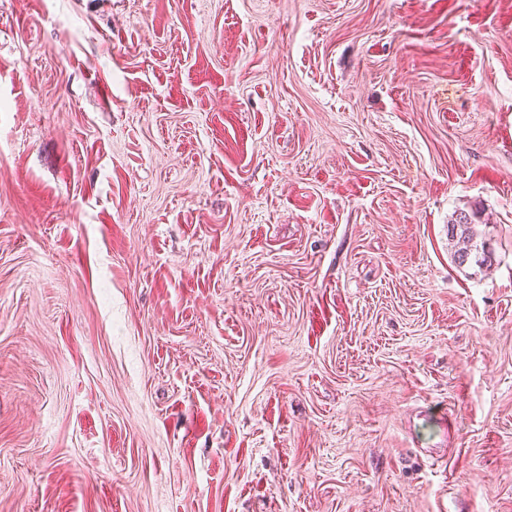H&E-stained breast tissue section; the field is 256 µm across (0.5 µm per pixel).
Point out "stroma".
<instances>
[{"instance_id":"obj_1","label":"stroma","mask_w":512,"mask_h":512,"mask_svg":"<svg viewBox=\"0 0 512 512\" xmlns=\"http://www.w3.org/2000/svg\"><path fill=\"white\" fill-rule=\"evenodd\" d=\"M0 512H512V0H0ZM474 225L475 224L472 222L470 216L465 212L455 214L451 223L448 224V236H450L451 240H454L455 237L457 238L459 236L458 243L462 240L465 245L454 253L455 261H458L459 264H463L465 262L464 258L469 260L472 250L476 251L475 258L480 254L478 243L474 241L478 236Z\"/></svg>"}]
</instances>
